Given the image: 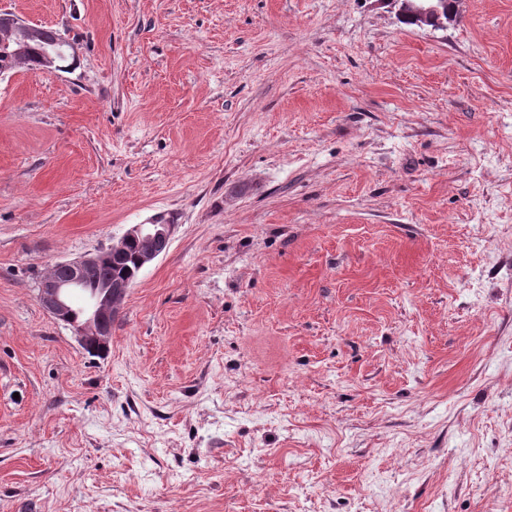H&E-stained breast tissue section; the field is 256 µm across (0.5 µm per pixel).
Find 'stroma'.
Segmentation results:
<instances>
[{"mask_svg": "<svg viewBox=\"0 0 512 512\" xmlns=\"http://www.w3.org/2000/svg\"><path fill=\"white\" fill-rule=\"evenodd\" d=\"M0 512H512V0H0ZM157 213L105 356L52 262ZM398 6L402 18L412 16L418 27L443 29L448 26L455 13L457 0H390ZM456 15V13H455ZM40 24L24 20L13 13H0V46L7 47L12 41L15 46L37 35ZM61 34L53 28H45L39 33V37L34 41H29L24 48V52L18 57L14 58V54H2L0 49V71L1 68L9 69L8 72L16 70V68L39 69L42 67V60L44 52V64L46 70H53L54 67L61 68L62 66L56 64L57 60L65 59L68 54H74L73 45L67 40H60L54 47L57 39H60ZM52 52L50 53V51Z\"/></svg>", "mask_w": 512, "mask_h": 512, "instance_id": "stroma-1", "label": "stroma"}]
</instances>
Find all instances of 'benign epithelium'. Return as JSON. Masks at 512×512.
Listing matches in <instances>:
<instances>
[{
    "instance_id": "1",
    "label": "benign epithelium",
    "mask_w": 512,
    "mask_h": 512,
    "mask_svg": "<svg viewBox=\"0 0 512 512\" xmlns=\"http://www.w3.org/2000/svg\"><path fill=\"white\" fill-rule=\"evenodd\" d=\"M398 6V15L411 16L421 28L434 30L448 26L455 13L457 0H392ZM39 24L24 20L13 13H0V46L19 45L37 35ZM74 54L73 45L60 40L57 47L46 53L44 64L47 69L56 67V61ZM174 225L153 217L146 224H134L114 244L93 256H84L53 263L38 285L37 298L41 307L52 317L73 327L82 347L94 353H105L112 337V320L118 313V305L129 291L130 283L122 280L111 282L94 290L85 308L82 320L70 304L72 291L85 287L88 271L98 266L104 253L117 255L126 245L137 247L138 269L163 255L170 243Z\"/></svg>"
}]
</instances>
